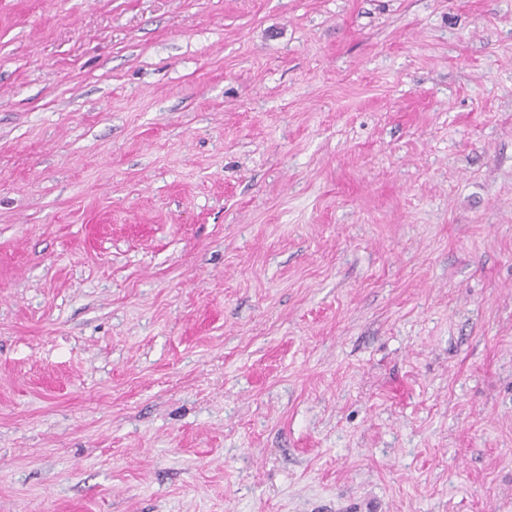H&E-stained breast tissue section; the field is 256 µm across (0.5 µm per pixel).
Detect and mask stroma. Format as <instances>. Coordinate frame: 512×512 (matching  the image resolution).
<instances>
[{"label": "stroma", "instance_id": "stroma-1", "mask_svg": "<svg viewBox=\"0 0 512 512\" xmlns=\"http://www.w3.org/2000/svg\"><path fill=\"white\" fill-rule=\"evenodd\" d=\"M0 512H512V0H0Z\"/></svg>", "mask_w": 512, "mask_h": 512}]
</instances>
